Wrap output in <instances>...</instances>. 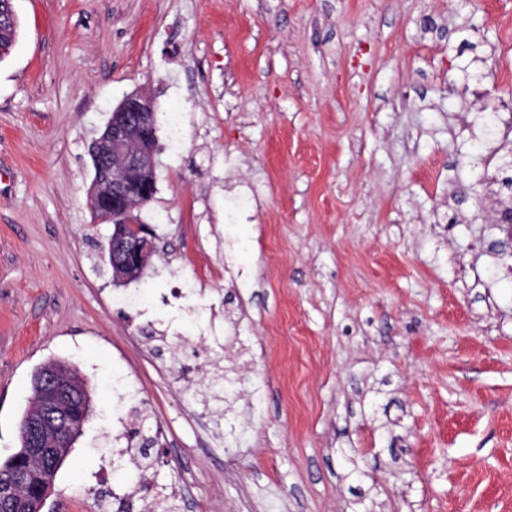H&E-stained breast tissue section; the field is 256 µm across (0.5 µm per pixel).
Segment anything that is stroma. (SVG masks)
Masks as SVG:
<instances>
[{
  "label": "stroma",
  "instance_id": "stroma-1",
  "mask_svg": "<svg viewBox=\"0 0 512 512\" xmlns=\"http://www.w3.org/2000/svg\"><path fill=\"white\" fill-rule=\"evenodd\" d=\"M0 60V461L31 378L90 420L42 512H100L112 413L160 424L179 512H512V0H14ZM158 130L156 250L116 283L88 146L128 93ZM187 286L195 335L114 294ZM198 369L183 382L184 361ZM134 372L137 396L112 380ZM239 448L224 455L225 440Z\"/></svg>",
  "mask_w": 512,
  "mask_h": 512
}]
</instances>
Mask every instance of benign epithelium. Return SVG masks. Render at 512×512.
<instances>
[{
  "instance_id": "obj_1",
  "label": "benign epithelium",
  "mask_w": 512,
  "mask_h": 512,
  "mask_svg": "<svg viewBox=\"0 0 512 512\" xmlns=\"http://www.w3.org/2000/svg\"><path fill=\"white\" fill-rule=\"evenodd\" d=\"M155 101L142 93L124 97L112 110L101 135L93 141L90 156L95 167L90 196L112 202L110 220L118 224L110 239L113 278L127 281L155 249L151 227L133 215L130 203L153 196L154 181L147 171L158 144ZM37 395L34 411L19 422L18 431L28 447L15 457L29 461L49 457L52 464L40 470L35 494L28 499V512H41L51 492L57 471L82 428H73L75 418L86 423L92 413L86 383L77 382L64 363L40 368L33 379ZM29 489L28 473L9 472L0 497L8 502Z\"/></svg>"
}]
</instances>
